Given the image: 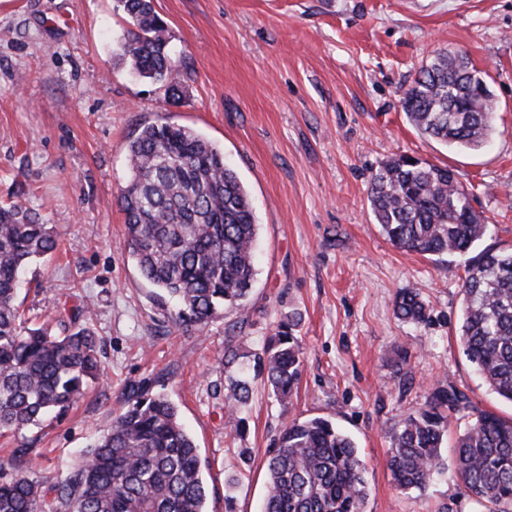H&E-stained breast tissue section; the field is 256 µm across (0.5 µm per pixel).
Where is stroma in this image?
I'll list each match as a JSON object with an SVG mask.
<instances>
[{"label":"stroma","mask_w":512,"mask_h":512,"mask_svg":"<svg viewBox=\"0 0 512 512\" xmlns=\"http://www.w3.org/2000/svg\"><path fill=\"white\" fill-rule=\"evenodd\" d=\"M184 56V96L141 81L116 53L126 27L115 0H0V203H21L59 247L34 261L18 301L56 323L54 305L89 302L102 374L62 416L0 436L31 448L29 475L52 486L146 384L177 405L203 462L207 512H261L266 461L292 418L324 417L349 433L367 466L366 512H485L452 473L426 492L398 490L388 430L452 385L512 417L459 344V280L437 257L398 249L371 213L372 174L410 154L452 168L493 244L512 247V0H153ZM466 55L497 101L480 149L452 150L406 119L402 100L422 66ZM190 127L224 150L259 224L247 317L225 310L202 328L159 305L125 245L118 195L126 145L140 125ZM430 305L421 324L394 313L400 289ZM302 317L303 372L289 404L259 364L265 340ZM237 360L224 363L225 347ZM407 361H400V353ZM249 400L224 425L230 379Z\"/></svg>","instance_id":"35a3bbf8"}]
</instances>
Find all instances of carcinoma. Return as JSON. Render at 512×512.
Returning a JSON list of instances; mask_svg holds the SVG:
<instances>
[{
    "instance_id": "obj_1",
    "label": "carcinoma",
    "mask_w": 512,
    "mask_h": 512,
    "mask_svg": "<svg viewBox=\"0 0 512 512\" xmlns=\"http://www.w3.org/2000/svg\"><path fill=\"white\" fill-rule=\"evenodd\" d=\"M128 27L119 55L138 77L180 98L183 57L170 46L152 0H117ZM402 109L423 135L456 149L481 146L493 130L496 102L486 80L457 52L440 53L405 93ZM129 180L119 204L126 250L160 302L177 304L176 322L207 325L220 311L248 314L255 280L258 224L249 193L224 162V151L195 130L154 122L127 145ZM374 219L396 247L464 266L459 343L498 397L512 403V248L479 242L491 236L486 217L452 169L398 155L370 179ZM58 240L32 209L0 206V432H20L61 415L100 373L99 339L77 322L55 332L22 317L16 304L21 276L54 253ZM397 317L423 323L429 305L403 288ZM299 320L290 315L263 345L266 380L289 399L302 371ZM249 382L235 381L225 424L239 429L237 411ZM472 415L458 438L454 472L487 512H512V419L476 408L452 386L433 389L426 408L401 416L389 431L388 467L402 492H424L446 470L441 445L451 415ZM30 449L12 451L9 476L0 474V512H206L199 449L177 406L146 386L125 392V408L80 462L66 469L47 498L26 475ZM263 512H366V466L355 441L322 417L293 419L267 461Z\"/></svg>"
}]
</instances>
